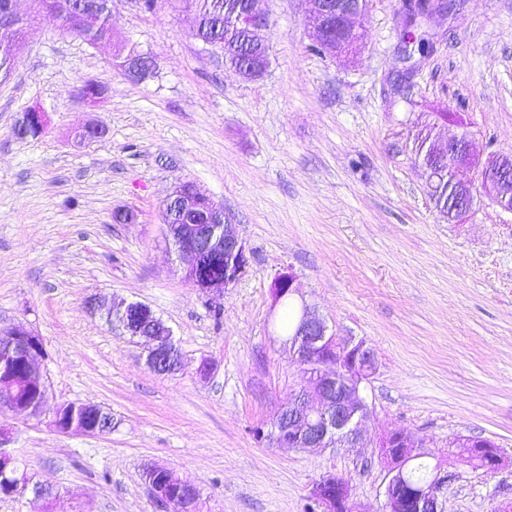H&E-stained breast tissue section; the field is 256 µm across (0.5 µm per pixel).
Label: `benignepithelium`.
<instances>
[{
    "label": "benign epithelium",
    "mask_w": 512,
    "mask_h": 512,
    "mask_svg": "<svg viewBox=\"0 0 512 512\" xmlns=\"http://www.w3.org/2000/svg\"><path fill=\"white\" fill-rule=\"evenodd\" d=\"M261 0H247L240 10L238 29L245 32L253 54L238 64L236 71L245 78L262 76L270 66L269 46L264 32L269 26L266 12L259 8ZM308 21L317 35V42L327 52L338 50L332 39L331 27L340 33H356L353 20L360 11L348 10L333 0H308ZM27 20L7 3L0 9V40L16 45L13 35L26 27ZM131 75L149 73L151 61L131 54L120 62ZM427 153L433 159L452 158L458 167L475 169V182L453 183L448 204L458 213L473 207L477 189H482L504 210L512 211V156L490 154L483 156L475 139L462 133L440 145L428 140ZM164 234L179 258L187 262L184 269L187 281L201 293L214 288L228 287L237 281L249 266V249L239 235L236 225L224 213V208L192 186H177L168 196L164 208ZM224 259V275L207 277L204 265L212 259ZM297 289L288 273L280 274L274 282V303L293 297ZM110 317L124 332L150 343L146 366L154 373L165 375L181 368V354L170 329L156 316L150 306L141 302L121 301L112 305ZM296 363L305 368L304 384L288 405L282 407L273 422V437L281 448H352L361 439L360 425L367 411L365 384L376 371L374 352L365 342L341 340L330 332L326 322L311 310L306 302L299 307L298 323L285 340ZM0 403L24 411L31 416L40 414L48 393L46 376L37 362L42 351L39 337L25 326L15 325L0 331ZM22 363L35 382L41 396L29 400L21 395L23 383L13 374L14 363ZM54 426L61 433L106 434L112 422L99 406L91 403L69 402L57 408ZM450 447H462L466 462L486 472H496L506 465L499 448L489 440H470L454 437ZM381 456L387 463V485L382 512H444L441 492L450 474L436 465L429 481L410 484L406 472L412 462L427 456L419 442L410 435L393 432L379 444ZM151 472L162 475L161 480H148L153 498L169 508L180 502L181 512H195L199 491L181 480L169 469L152 465ZM0 493L13 495L20 491L33 498L49 501L56 498L53 489L34 484L20 470L14 456L0 448ZM310 496L323 512H362L358 509L351 482L340 476L327 475L316 481Z\"/></svg>",
    "instance_id": "7a95c632"
}]
</instances>
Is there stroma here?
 <instances>
[{
    "label": "stroma",
    "instance_id": "35a3bbf8",
    "mask_svg": "<svg viewBox=\"0 0 512 512\" xmlns=\"http://www.w3.org/2000/svg\"><path fill=\"white\" fill-rule=\"evenodd\" d=\"M404 6L370 0L356 52L333 58L313 50L307 0H263L270 66L246 79L195 37L189 0H112L105 44L15 0L32 22L0 82V327L39 336L48 398L36 417L0 404V427L59 490L52 512H166L144 480L151 465L194 485L202 512H309L326 475L381 512L391 432L454 473L446 512L512 501V211L481 194L448 221L414 153L432 121L440 139L467 131L484 153H512V0H459L427 27V55L409 57ZM131 50L152 62L143 78L115 65ZM88 81L101 98H82ZM31 109L45 129L18 138ZM92 122L99 137L79 138ZM183 182L224 207L250 250L246 273L206 296L163 235ZM118 209L132 220L114 223ZM285 272L333 332L376 353L359 447L269 437L302 378L272 297ZM121 298L171 326L179 371H150L144 341L107 321ZM65 402L111 412L112 432L56 431ZM456 435L494 442L506 467L449 457Z\"/></svg>",
    "mask_w": 512,
    "mask_h": 512
}]
</instances>
